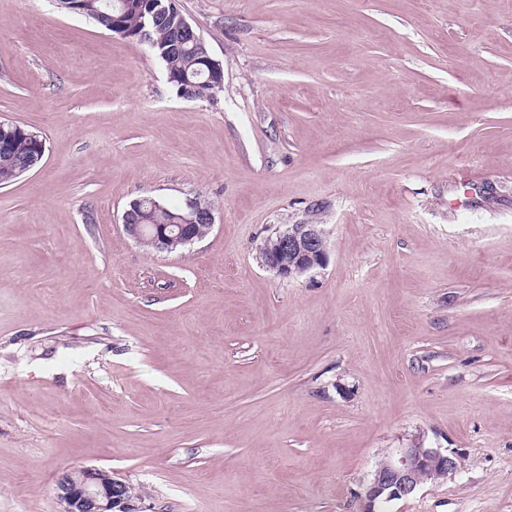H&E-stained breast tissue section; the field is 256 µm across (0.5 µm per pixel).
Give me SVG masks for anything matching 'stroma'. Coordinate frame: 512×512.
Listing matches in <instances>:
<instances>
[{
    "label": "stroma",
    "mask_w": 512,
    "mask_h": 512,
    "mask_svg": "<svg viewBox=\"0 0 512 512\" xmlns=\"http://www.w3.org/2000/svg\"><path fill=\"white\" fill-rule=\"evenodd\" d=\"M223 64L179 97L146 45L0 0V512L112 471L149 512H360L415 439L460 470L384 512H512V0H175ZM202 198L174 253L128 237ZM320 224L327 264L261 263ZM5 136L10 137V148L6 151L0 149V185L9 184L20 177L19 170L22 165L27 162L34 163L38 156L39 144L36 138L41 140L33 132L18 124L5 127L4 133L0 134L1 141ZM167 208V212L161 215H155L150 212L149 202L146 200L142 204V211L140 217L143 218L144 224H131V213L133 209H128L123 214V229L125 233L134 239L138 243L148 241L152 243L158 250H165L168 248L171 239L180 238L185 244H190L197 238L195 235L189 233V229L196 226L197 224H206L208 230L212 228L214 224V214L212 208L201 207L196 199H189L186 201L184 213H182L184 206H170L166 203L163 204ZM155 203L153 209L157 212H162L166 208ZM175 214L176 216L173 221L174 224H151L155 222L153 216L157 219L156 221L168 220ZM181 242H172L170 245L169 252H175L184 247ZM274 230L276 238L266 240L259 252L275 250L278 242L276 251L261 259L278 276L296 279L325 266L326 236L320 224H289Z\"/></svg>",
    "instance_id": "1"
}]
</instances>
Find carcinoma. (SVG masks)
Here are the masks:
<instances>
[{
    "instance_id": "carcinoma-1",
    "label": "carcinoma",
    "mask_w": 512,
    "mask_h": 512,
    "mask_svg": "<svg viewBox=\"0 0 512 512\" xmlns=\"http://www.w3.org/2000/svg\"><path fill=\"white\" fill-rule=\"evenodd\" d=\"M168 0H154L153 11L155 15L145 14L140 9L137 0H131L121 17V30L127 36L137 37L142 28L149 29L156 47L154 54L160 58L170 76V84L178 95L186 92L185 80L194 83L195 97H212L219 89L205 83V76L200 72L199 49L194 41L187 37L176 42L174 32L171 30V20L167 18L166 6ZM80 15L90 19L98 27L107 31L112 30V8L107 6V0H84L81 4ZM10 137V148L0 149V185L9 184L20 177L19 170L22 165L32 163L38 156L37 135L30 130L16 124L5 128L0 139ZM181 206H167V212L153 216L150 212L149 202L142 204L143 223L151 224L157 220H168L175 214L182 213Z\"/></svg>"
}]
</instances>
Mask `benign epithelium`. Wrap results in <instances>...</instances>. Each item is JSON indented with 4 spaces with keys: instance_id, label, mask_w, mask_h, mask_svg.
<instances>
[{
    "instance_id": "1",
    "label": "benign epithelium",
    "mask_w": 512,
    "mask_h": 512,
    "mask_svg": "<svg viewBox=\"0 0 512 512\" xmlns=\"http://www.w3.org/2000/svg\"><path fill=\"white\" fill-rule=\"evenodd\" d=\"M128 209L123 214L125 233L138 243L148 241L165 250L178 238L188 244L196 240L189 229L214 224L213 209L200 206L195 199L186 201L184 213L172 224H133ZM276 251L263 257L262 263L285 279L307 275L326 264V236L319 224H289L274 231ZM460 468V459L439 448H424L413 444L384 456L376 465L365 490V505L361 512H380L385 502L413 494L426 479L444 477ZM128 483L115 474L95 468L82 467L60 475L53 486L60 512H145L142 501L127 495Z\"/></svg>"
}]
</instances>
